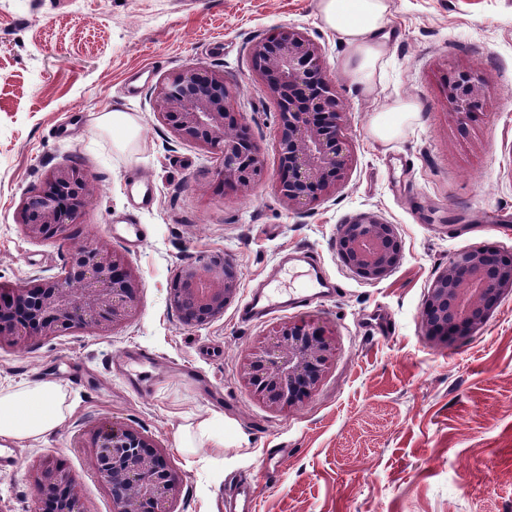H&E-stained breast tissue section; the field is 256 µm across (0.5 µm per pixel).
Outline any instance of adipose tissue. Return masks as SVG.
Wrapping results in <instances>:
<instances>
[{"label":"adipose tissue","instance_id":"obj_1","mask_svg":"<svg viewBox=\"0 0 512 512\" xmlns=\"http://www.w3.org/2000/svg\"><path fill=\"white\" fill-rule=\"evenodd\" d=\"M319 17L346 46L343 72L352 84L373 91L385 56L388 0H319ZM64 419L59 386L41 383L0 389V440L40 437Z\"/></svg>","mask_w":512,"mask_h":512}]
</instances>
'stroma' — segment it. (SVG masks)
Segmentation results:
<instances>
[{"label":"stroma","instance_id":"35a3bbf8","mask_svg":"<svg viewBox=\"0 0 512 512\" xmlns=\"http://www.w3.org/2000/svg\"><path fill=\"white\" fill-rule=\"evenodd\" d=\"M292 26L318 42L348 112L354 165L335 194L291 211L275 178L277 105L251 74L250 45ZM385 64L372 93L343 74L345 45L323 27L318 0H0V283L57 277L72 242L106 241L135 270L138 314L108 335L89 328L0 349V388L65 372L62 424L16 442L20 464L0 470V512H36L31 469L62 462L85 512H113L90 448L104 422L135 427L165 449L181 479L174 512H225L224 486L249 478L257 512H512V296L480 331L452 347L423 337L422 310L438 271L482 245L512 254V0H389ZM223 71L260 149L252 195L218 189L219 155L178 139L152 108L153 86L179 68ZM480 72L490 91L457 137L441 82ZM412 100L418 114L393 141L369 131L374 111ZM130 113L131 141L99 125ZM72 165L94 192L67 240L35 241L15 220L46 171ZM154 194L134 207L131 175ZM372 212L395 225L401 263L384 279L341 261L344 224ZM142 227L130 246L112 233ZM309 250L337 284L307 307L245 323L237 314L281 256ZM229 261L240 285L223 316L186 324L169 288L186 263ZM316 319L334 334L336 361L306 402L268 409L238 375L248 351L281 322ZM130 350L162 363L146 391L108 364ZM203 419L224 445L178 446ZM288 449L278 470L266 451Z\"/></svg>","mask_w":512,"mask_h":512}]
</instances>
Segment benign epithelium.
Here are the masks:
<instances>
[{"mask_svg": "<svg viewBox=\"0 0 512 512\" xmlns=\"http://www.w3.org/2000/svg\"><path fill=\"white\" fill-rule=\"evenodd\" d=\"M251 71L278 105L280 169L276 188L283 204L300 209L336 192L345 182L354 155L346 136L348 114L327 78L321 46L294 27H281L250 47ZM447 110L458 133L486 104L489 89L476 71L458 68L442 83ZM237 85L224 72L196 66L170 73L154 90L153 110L179 138L220 155L218 186L249 193L261 175L260 149L236 110ZM92 190L89 175L75 166H58L41 188L28 195L16 223L33 239L65 238ZM347 268L366 281H379L402 260L394 225L373 213L352 221L338 237ZM139 281L130 265L103 241L88 239L71 247L69 263L54 279L34 278L19 288L0 285V347H21L34 338L58 336L90 326L110 334L138 311ZM239 291L228 262L182 267L169 289L180 307L190 299L197 325L213 321ZM512 296V257L499 258L480 246L449 259L428 288L422 316L425 340L448 348L480 330L496 304ZM336 359L332 333L315 320L279 324L272 337L252 347L239 376L273 411L295 407L316 392ZM96 473L109 489L113 512H172L181 480L161 446L128 426L106 424L91 439ZM47 495L44 512H82V490L74 476L49 460L33 475Z\"/></svg>", "mask_w": 512, "mask_h": 512, "instance_id": "obj_1", "label": "benign epithelium"}]
</instances>
